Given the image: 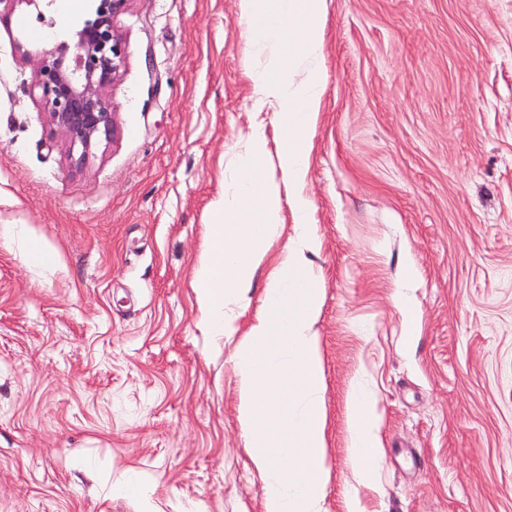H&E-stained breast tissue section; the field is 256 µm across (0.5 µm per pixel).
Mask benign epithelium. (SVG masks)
<instances>
[{"label":"benign epithelium","mask_w":512,"mask_h":512,"mask_svg":"<svg viewBox=\"0 0 512 512\" xmlns=\"http://www.w3.org/2000/svg\"><path fill=\"white\" fill-rule=\"evenodd\" d=\"M130 0H93L92 18L68 41L45 52L34 70V87L51 125L85 159L115 135L113 105L106 88L119 76L125 50L115 18Z\"/></svg>","instance_id":"obj_1"}]
</instances>
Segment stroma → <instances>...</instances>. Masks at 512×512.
Returning a JSON list of instances; mask_svg holds the SVG:
<instances>
[{
	"label": "stroma",
	"instance_id": "stroma-1",
	"mask_svg": "<svg viewBox=\"0 0 512 512\" xmlns=\"http://www.w3.org/2000/svg\"><path fill=\"white\" fill-rule=\"evenodd\" d=\"M41 11L0 0V512H263L234 348L192 285L234 155L272 119L238 0H129L115 136L80 165L32 58L90 9L50 30ZM321 41L325 508L354 490L364 512H512V0H326ZM32 239L51 261H24ZM359 381L382 419L369 487L347 455ZM417 280V271L411 261H407L402 274L401 285L395 295L396 301L403 310L406 318V336L419 335L417 307L410 294Z\"/></svg>",
	"mask_w": 512,
	"mask_h": 512
}]
</instances>
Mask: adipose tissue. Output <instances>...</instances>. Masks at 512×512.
<instances>
[{
	"mask_svg": "<svg viewBox=\"0 0 512 512\" xmlns=\"http://www.w3.org/2000/svg\"><path fill=\"white\" fill-rule=\"evenodd\" d=\"M326 0H239L250 33L257 103L271 111L278 174L266 168L267 138L254 130L235 157L234 175L213 202L206 248L193 271L200 321L211 336L234 343L237 421L249 465L264 480L263 512H326L323 369L313 327L322 304L308 256L319 248L306 193L309 136L325 90L320 28ZM294 216V233L266 276L263 298L246 332L254 277L270 236ZM349 464L358 483L373 479L381 456L374 396L349 401Z\"/></svg>",
	"mask_w": 512,
	"mask_h": 512,
	"instance_id": "adipose-tissue-1",
	"label": "adipose tissue"
}]
</instances>
